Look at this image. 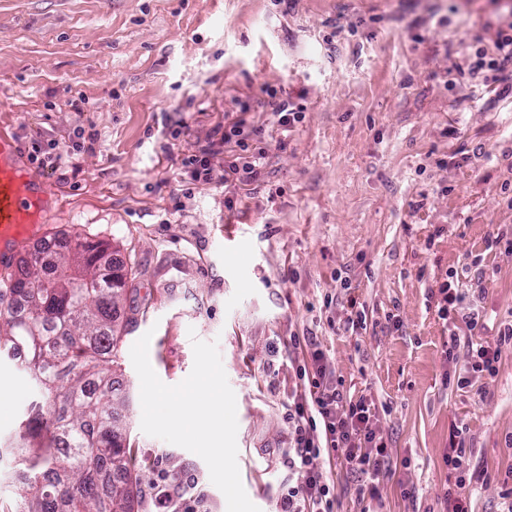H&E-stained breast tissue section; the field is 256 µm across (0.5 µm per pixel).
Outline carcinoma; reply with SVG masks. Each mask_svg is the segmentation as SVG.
<instances>
[{
    "mask_svg": "<svg viewBox=\"0 0 512 512\" xmlns=\"http://www.w3.org/2000/svg\"><path fill=\"white\" fill-rule=\"evenodd\" d=\"M110 249L78 236L11 279L26 314L0 311V354L24 348L41 400L11 443L21 476L7 512H132L140 464L124 450L112 381L125 282L105 267Z\"/></svg>",
    "mask_w": 512,
    "mask_h": 512,
    "instance_id": "carcinoma-1",
    "label": "carcinoma"
}]
</instances>
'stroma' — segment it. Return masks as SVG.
Returning <instances> with one entry per match:
<instances>
[{"label": "stroma", "mask_w": 512, "mask_h": 512, "mask_svg": "<svg viewBox=\"0 0 512 512\" xmlns=\"http://www.w3.org/2000/svg\"><path fill=\"white\" fill-rule=\"evenodd\" d=\"M511 23L512 0H0V133L51 188L46 238L106 241L128 271L120 312L132 323L112 375L141 464L134 512H160L153 484L184 479L207 512H227L202 458L141 430L130 350L145 334L168 385L191 372L193 339L217 342L260 512H276L288 485V405L314 346L344 394L374 402L396 467L362 498L369 478L338 449L326 467L338 512H446L455 474L443 456L460 438L471 512H503L512 347L495 376L458 387L467 369L445 355L437 295L457 272V310L479 317L472 340L495 342L512 322V253L490 244L512 234V95L466 74ZM275 95L303 120L277 125ZM240 119L262 131L259 180L191 182L183 159ZM351 299L365 328L346 322ZM37 398L0 356L6 507L4 450Z\"/></svg>", "instance_id": "35a3bbf8"}]
</instances>
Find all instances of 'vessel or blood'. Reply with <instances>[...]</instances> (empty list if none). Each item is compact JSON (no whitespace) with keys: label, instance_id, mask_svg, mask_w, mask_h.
<instances>
[{"label":"vessel or blood","instance_id":"b4317fda","mask_svg":"<svg viewBox=\"0 0 512 512\" xmlns=\"http://www.w3.org/2000/svg\"><path fill=\"white\" fill-rule=\"evenodd\" d=\"M49 189L21 159L17 143L0 134V271L8 272L16 254L43 237L52 220Z\"/></svg>","mask_w":512,"mask_h":512}]
</instances>
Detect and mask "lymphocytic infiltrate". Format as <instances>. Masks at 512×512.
<instances>
[{
  "label": "lymphocytic infiltrate",
  "instance_id": "lymphocytic-infiltrate-1",
  "mask_svg": "<svg viewBox=\"0 0 512 512\" xmlns=\"http://www.w3.org/2000/svg\"><path fill=\"white\" fill-rule=\"evenodd\" d=\"M495 54L478 52L470 68L471 74L488 70L492 79L501 83L503 92L512 93V32L501 31L495 42ZM235 144L249 153L250 161L220 164L219 147ZM265 155L263 148H252L243 136L241 122L225 126L220 143H208L198 153L188 156L184 165L195 182L220 180L224 184L248 183L258 176L256 162ZM466 345V366L477 376L495 375L503 346L512 344V323L504 325L492 343L461 342L458 333L449 336L446 356L455 359L459 345ZM299 375L306 379L303 393L288 410V426L292 433L284 462L295 479L279 502L278 512H335L337 496L328 483L324 469L338 449H346V464L354 471L378 476L391 468L387 444L377 425L373 403L366 397L346 398L328 363L325 353L313 349L309 364L300 366ZM443 463L456 474L453 489L446 499L452 512H469L462 491L471 481L470 457L464 443L449 448Z\"/></svg>",
  "mask_w": 512,
  "mask_h": 512
}]
</instances>
